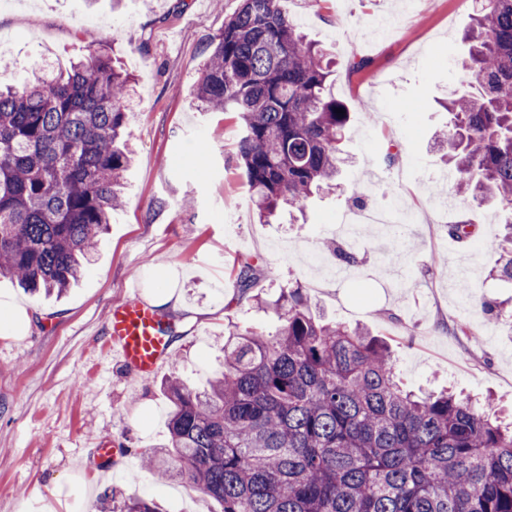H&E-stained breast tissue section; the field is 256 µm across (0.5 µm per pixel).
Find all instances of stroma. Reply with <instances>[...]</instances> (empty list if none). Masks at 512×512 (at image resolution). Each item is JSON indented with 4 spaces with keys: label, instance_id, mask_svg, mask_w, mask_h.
Here are the masks:
<instances>
[{
    "label": "stroma",
    "instance_id": "obj_1",
    "mask_svg": "<svg viewBox=\"0 0 512 512\" xmlns=\"http://www.w3.org/2000/svg\"><path fill=\"white\" fill-rule=\"evenodd\" d=\"M241 0H0V82L23 81L33 66L66 70L87 59L91 31L115 65L134 77L125 138L133 164L122 182L124 204L80 282L46 298L0 278V293L27 307L20 336L0 334V512H88L104 499L119 512L131 495L159 512H221L197 495L193 504L142 466L164 443L172 375L201 390L224 366V334L232 325L272 332L276 313L254 295L276 299L301 284L314 314L379 335L400 359L411 390L452 387L487 406L512 411V315L484 314L489 300L512 298V285L490 277L499 255L483 252L470 267L475 242L503 232L497 203L483 205L443 182L439 133L449 121L442 101L458 86L471 23L469 0H280L309 41L336 61L332 91L347 102L351 122L341 145L342 188L313 196L303 211L259 223L249 200L233 114L204 112L194 88L211 41ZM393 18V31L369 44L374 20ZM370 66L352 74L351 60ZM373 206L391 198L424 209L426 221L406 224L390 241L378 226L363 228L352 279L326 277L339 256L355 210L353 192ZM470 223V239L449 236ZM322 253L326 265L304 258ZM259 270L249 291L238 279L244 261ZM157 303L176 326L173 356L145 381L114 358L103 333L108 309L123 298ZM466 319L469 334L456 331ZM115 440L130 458L103 469L96 442Z\"/></svg>",
    "mask_w": 512,
    "mask_h": 512
}]
</instances>
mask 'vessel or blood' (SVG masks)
<instances>
[{
    "label": "vessel or blood",
    "instance_id": "obj_1",
    "mask_svg": "<svg viewBox=\"0 0 512 512\" xmlns=\"http://www.w3.org/2000/svg\"><path fill=\"white\" fill-rule=\"evenodd\" d=\"M105 334L119 364L139 377L155 376L171 358L172 340L150 302L131 299L113 304Z\"/></svg>",
    "mask_w": 512,
    "mask_h": 512
}]
</instances>
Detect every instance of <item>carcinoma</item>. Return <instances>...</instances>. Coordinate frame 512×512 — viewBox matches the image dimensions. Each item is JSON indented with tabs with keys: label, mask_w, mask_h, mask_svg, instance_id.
<instances>
[{
	"label": "carcinoma",
	"mask_w": 512,
	"mask_h": 512,
	"mask_svg": "<svg viewBox=\"0 0 512 512\" xmlns=\"http://www.w3.org/2000/svg\"><path fill=\"white\" fill-rule=\"evenodd\" d=\"M440 136L457 190L512 214V0H485ZM332 58L279 0H242L202 65L205 112L234 113L259 222L339 188L351 112L329 85ZM132 78L99 48L55 77L0 88V277L63 293L121 208V141ZM343 112L337 113L335 109ZM496 277L512 284V219ZM273 335L236 326L224 370L200 392L165 382L174 409L154 469L222 512H512V425L451 390L396 381L388 344L313 314L302 286L275 300ZM120 512H158L133 496Z\"/></svg>",
	"instance_id": "obj_1"
}]
</instances>
